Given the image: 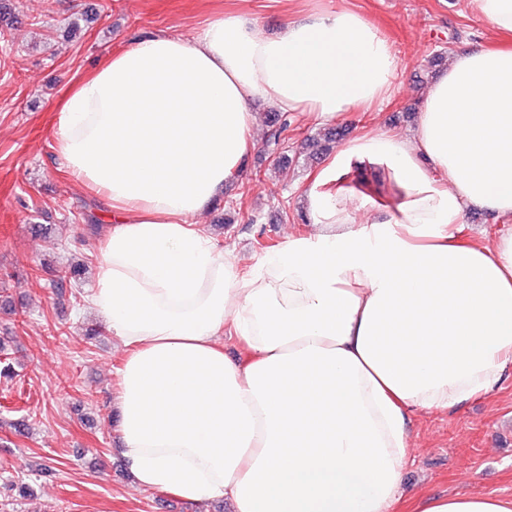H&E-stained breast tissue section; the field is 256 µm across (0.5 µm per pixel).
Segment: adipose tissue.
Here are the masks:
<instances>
[{
    "instance_id": "1",
    "label": "adipose tissue",
    "mask_w": 512,
    "mask_h": 512,
    "mask_svg": "<svg viewBox=\"0 0 512 512\" xmlns=\"http://www.w3.org/2000/svg\"><path fill=\"white\" fill-rule=\"evenodd\" d=\"M472 4L503 42L451 55L413 137L339 147L310 176L311 232L247 270L196 219L256 147L254 98L325 125L388 102L379 29L326 9L269 35L220 13L68 79L51 135L109 222L90 300L126 351L114 403L137 488L231 512H396L413 416L512 376V0ZM471 208L506 231L476 243ZM409 500L512 512L470 488Z\"/></svg>"
}]
</instances>
